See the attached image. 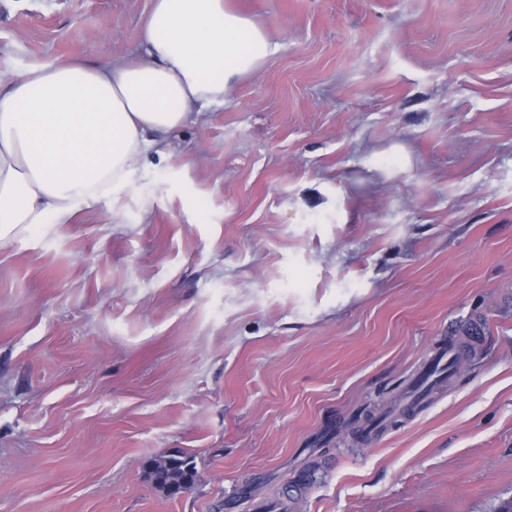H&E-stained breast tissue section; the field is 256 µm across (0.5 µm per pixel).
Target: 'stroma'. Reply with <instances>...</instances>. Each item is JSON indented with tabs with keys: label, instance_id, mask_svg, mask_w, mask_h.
<instances>
[{
	"label": "stroma",
	"instance_id": "obj_1",
	"mask_svg": "<svg viewBox=\"0 0 512 512\" xmlns=\"http://www.w3.org/2000/svg\"><path fill=\"white\" fill-rule=\"evenodd\" d=\"M152 3L0 0V75L142 57ZM226 4L274 53L117 199L0 246V512H497L512 0ZM173 449L176 498L146 474ZM457 354L456 336L448 334V339L445 340L436 350L430 365L423 375L425 380L433 376L437 370L446 366ZM148 476L157 489L172 497L191 491L200 480L194 455L180 450L153 460Z\"/></svg>",
	"mask_w": 512,
	"mask_h": 512
}]
</instances>
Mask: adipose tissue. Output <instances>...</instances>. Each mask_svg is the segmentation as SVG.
Segmentation results:
<instances>
[{
  "instance_id": "1",
  "label": "adipose tissue",
  "mask_w": 512,
  "mask_h": 512,
  "mask_svg": "<svg viewBox=\"0 0 512 512\" xmlns=\"http://www.w3.org/2000/svg\"><path fill=\"white\" fill-rule=\"evenodd\" d=\"M147 60L38 66L0 88V244L119 195L198 106L273 54L225 0H153Z\"/></svg>"
}]
</instances>
